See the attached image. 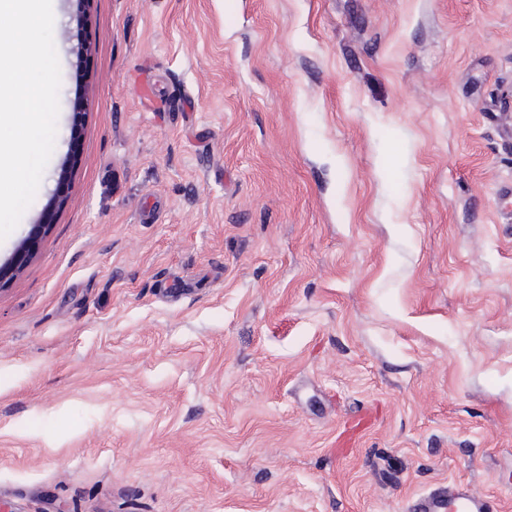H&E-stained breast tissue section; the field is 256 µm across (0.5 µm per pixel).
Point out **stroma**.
Masks as SVG:
<instances>
[{
    "label": "stroma",
    "instance_id": "1",
    "mask_svg": "<svg viewBox=\"0 0 512 512\" xmlns=\"http://www.w3.org/2000/svg\"><path fill=\"white\" fill-rule=\"evenodd\" d=\"M52 8L0 512H512V0ZM409 512H497L484 495L469 484L449 482L443 492H431L417 497L408 508Z\"/></svg>",
    "mask_w": 512,
    "mask_h": 512
}]
</instances>
